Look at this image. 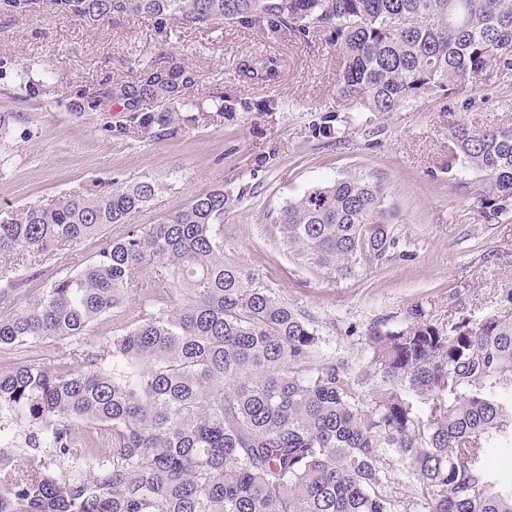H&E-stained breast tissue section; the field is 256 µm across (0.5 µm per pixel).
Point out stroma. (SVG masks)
<instances>
[{"label": "stroma", "mask_w": 512, "mask_h": 512, "mask_svg": "<svg viewBox=\"0 0 512 512\" xmlns=\"http://www.w3.org/2000/svg\"><path fill=\"white\" fill-rule=\"evenodd\" d=\"M176 57L197 74L186 90L178 133H125L122 112H76L80 90L131 81L143 67ZM273 57L280 76L248 84L238 64ZM341 57L327 35H267L232 24L204 28L180 17L119 16L89 24L39 0L27 14H0V114L12 120L0 137V219L64 194H90L145 179L160 189L134 214L156 224L199 193L222 186L241 197L224 214V260L254 273L317 321L326 351L363 363L365 337L377 319L399 322L422 303L432 320L463 306L475 316L500 310L512 292V212L484 223L468 191L475 176L449 166V121L512 127V70H496L468 95L421 99L383 115L339 113L332 136L318 135L335 105ZM274 112L220 113L225 89ZM266 156L257 165L258 156ZM366 176L379 182L405 255L328 275L282 240L276 217L289 200L329 181ZM92 239L46 255L0 313L52 278L78 269L99 247Z\"/></svg>", "instance_id": "obj_1"}]
</instances>
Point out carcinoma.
I'll return each mask as SVG.
<instances>
[{
	"instance_id": "carcinoma-1",
	"label": "carcinoma",
	"mask_w": 512,
	"mask_h": 512,
	"mask_svg": "<svg viewBox=\"0 0 512 512\" xmlns=\"http://www.w3.org/2000/svg\"><path fill=\"white\" fill-rule=\"evenodd\" d=\"M97 24L121 15H178L302 38L328 32L345 59L336 107L393 112L477 88L512 68V0H54ZM34 0H0L22 14ZM246 83L278 78L271 58L244 60ZM171 60L137 80L80 93L79 108L125 113L123 129L172 134L196 82ZM157 103L158 112L143 105ZM254 103L229 90L226 112ZM453 161L481 175L471 192L485 223L512 207V127L448 125ZM160 185L142 180L69 194L0 221V256L30 261L102 241L73 273L0 314V512H512V482L484 458L512 446V315L463 310L438 323L412 305L376 321L369 359L328 353L305 311L224 262L216 187L158 224L130 218ZM284 242L330 274L397 252L381 184L346 177L289 200ZM167 270L170 304L141 293L134 318L104 345L88 335L133 287ZM43 340L48 361L23 360ZM84 449V474L54 464ZM111 449L100 457L98 449ZM405 492H400V489Z\"/></svg>"
}]
</instances>
